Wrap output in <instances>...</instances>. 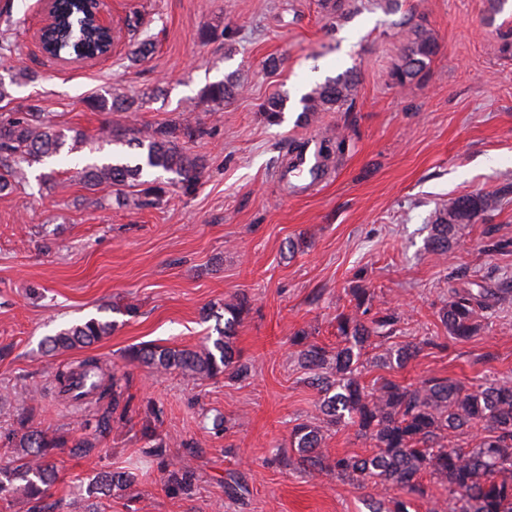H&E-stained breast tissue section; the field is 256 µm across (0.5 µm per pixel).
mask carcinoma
Here are the masks:
<instances>
[{
  "instance_id": "cac0c4a2",
  "label": "carcinoma",
  "mask_w": 512,
  "mask_h": 512,
  "mask_svg": "<svg viewBox=\"0 0 512 512\" xmlns=\"http://www.w3.org/2000/svg\"><path fill=\"white\" fill-rule=\"evenodd\" d=\"M332 17L341 19L354 10L353 0H322ZM62 34L61 52L75 56L97 46L100 34L86 20L80 0H58ZM403 55L392 70L393 80L403 85L415 79L436 54L437 42L423 25L403 30ZM358 85L353 70L328 78L300 98L299 119L311 121L322 112L347 111L351 108ZM237 86L228 80L210 84L203 93L206 102L218 110L231 98ZM286 99L274 96L263 105L271 122H279ZM207 130L172 120L157 127H111L113 141L140 150L134 164L120 160L88 164L79 171L84 187L94 191L106 184L117 188L122 203L138 207L160 200L159 189L144 187L142 177L150 169H163L176 175L184 191L197 185L203 166L200 158L179 145V136L201 138ZM66 134L44 122L34 108L18 117L0 118V193L13 189L12 178L23 165L57 156L65 145ZM142 187L133 197L125 188ZM498 199L488 194H466L448 201L435 211L432 245L448 250L452 239L468 224L485 221L497 209ZM354 309L336 316V329L343 345L333 355L308 341L305 332L294 336L293 345L312 371L309 384L322 395L320 411L328 425L345 424L355 435L369 440L374 451L365 457L345 456L336 459L330 471L342 482L363 488L391 486L403 494L393 501L390 512H409L410 500L427 494L423 477L428 476L451 495L452 512H512V380H492L466 387L451 378H432L415 384H401L389 379L367 389L355 375L363 351L382 349L373 362L381 367H406L426 348L437 343L431 337L403 345L390 343L400 321L395 313L365 321L372 296L367 288L349 289ZM494 296L482 286L451 288L448 303L441 310V322L448 336L468 340L479 330L478 319L489 309ZM250 311L247 298L224 304V326H215L217 336L206 337L197 350L137 346L128 349L127 362L148 366L158 372L180 371L201 379H213L228 371L238 378L248 375L249 367L235 358L232 339L236 328ZM113 322L95 318L59 330L46 339L47 350L89 346L112 333ZM94 378L96 405L95 426L91 433L77 436L68 430L48 433L24 429L10 435L11 459L0 464V501L23 492L32 503L30 512H59L61 502L49 501V487L56 477V451L67 448L73 455H88L93 440L112 429L113 414L122 409L127 414L130 402L120 404L121 381L116 371L95 357H87L56 375L60 391L79 387L84 377ZM323 434L321 426L296 425L290 444L306 463L321 464ZM159 470L167 474L166 488L174 497H189L198 481L193 465L194 449L174 460L159 443L151 450ZM134 481L130 472L100 471L87 486L90 497L112 496Z\"/></svg>"
}]
</instances>
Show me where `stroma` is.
Returning <instances> with one entry per match:
<instances>
[{
	"mask_svg": "<svg viewBox=\"0 0 512 512\" xmlns=\"http://www.w3.org/2000/svg\"><path fill=\"white\" fill-rule=\"evenodd\" d=\"M120 41L110 57L64 63L46 57L37 33L42 0H0V80L12 100L0 112L38 106L51 121L85 136L70 154L26 167L12 193L0 195V431L28 427L91 432L92 412H77L53 388L56 370L93 356L125 368L131 410L88 456L57 453L50 489L63 512H369L377 492L327 470L340 456H365L371 444L352 428L325 430L326 469L297 465L292 427L318 422L320 395L290 342L303 330L326 348L337 342L336 316L348 291L374 294L373 312H397V344L434 338L408 368L367 363L365 386L385 379L417 383L450 377L464 385L512 379V51L499 26L512 13L490 0H364L335 20L321 0H111ZM420 23L438 50L414 80L396 84L403 23ZM151 50L130 61L133 44ZM278 60L270 68V60ZM28 77L11 78L17 70ZM358 74L350 110L299 122L300 93L315 87L309 71ZM233 81L237 94L212 112L205 88ZM288 96L279 123L263 104ZM134 98L127 112L88 106L91 97ZM182 117L202 123L186 142L203 172L192 191L148 171L164 194L151 207L118 203L115 190L90 191L74 177L75 161L111 156L135 161L136 150L109 141L110 126H157ZM346 147L325 180L298 193L278 176L289 139L331 138ZM502 192L487 223L465 227L446 254L432 247V219L449 198ZM493 235H485L486 225ZM296 249H289V242ZM460 275L505 295L478 335L449 339L440 319L448 281ZM246 295L251 310L233 338L244 379H198L126 366L132 346L198 349L213 334L224 304ZM91 318L116 324L91 346L48 354L43 341ZM155 431L170 457L195 447V496L170 497L144 458ZM157 439V440H158ZM101 470L131 471L133 484L89 501L85 488ZM247 488L227 498L224 484Z\"/></svg>",
	"mask_w": 512,
	"mask_h": 512,
	"instance_id": "obj_1",
	"label": "stroma"
}]
</instances>
